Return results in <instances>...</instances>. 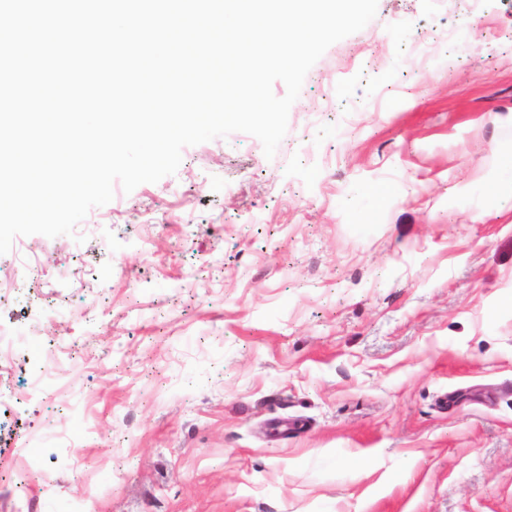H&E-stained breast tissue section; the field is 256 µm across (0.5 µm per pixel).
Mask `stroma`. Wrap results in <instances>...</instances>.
I'll use <instances>...</instances> for the list:
<instances>
[{"label": "stroma", "mask_w": 512, "mask_h": 512, "mask_svg": "<svg viewBox=\"0 0 512 512\" xmlns=\"http://www.w3.org/2000/svg\"><path fill=\"white\" fill-rule=\"evenodd\" d=\"M511 126L512 0H378L273 157L15 237L0 329L51 375L0 371V512H512V185L472 190Z\"/></svg>", "instance_id": "35a3bbf8"}]
</instances>
